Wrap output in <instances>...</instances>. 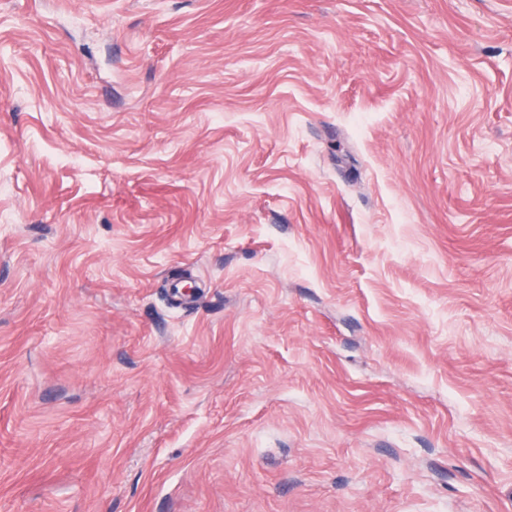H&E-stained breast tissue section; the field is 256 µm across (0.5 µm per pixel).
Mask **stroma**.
Instances as JSON below:
<instances>
[{"label":"stroma","mask_w":512,"mask_h":512,"mask_svg":"<svg viewBox=\"0 0 512 512\" xmlns=\"http://www.w3.org/2000/svg\"><path fill=\"white\" fill-rule=\"evenodd\" d=\"M0 512H512V0H0Z\"/></svg>","instance_id":"obj_1"}]
</instances>
